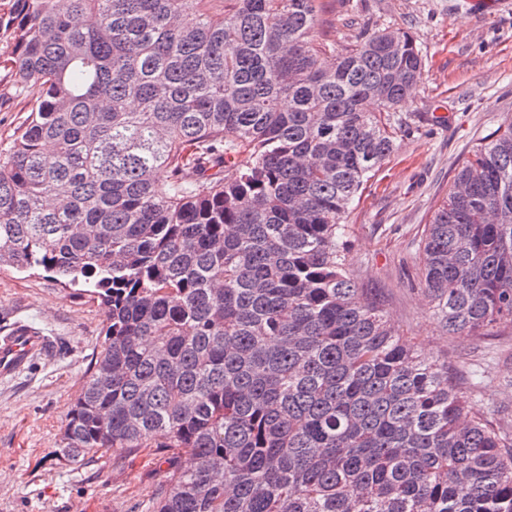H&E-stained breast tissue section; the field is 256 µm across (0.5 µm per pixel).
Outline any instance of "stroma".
I'll use <instances>...</instances> for the list:
<instances>
[{
    "mask_svg": "<svg viewBox=\"0 0 512 512\" xmlns=\"http://www.w3.org/2000/svg\"><path fill=\"white\" fill-rule=\"evenodd\" d=\"M326 42L344 49L365 33L400 28L424 65L399 108L396 149L350 209L348 269L427 357L448 363L470 407L512 415V326L444 335L420 290L422 230L471 150L512 120V0H319ZM24 322L52 353L0 382V512H153L168 452L102 451L62 458L68 407L103 339L100 302L46 273L0 266V331Z\"/></svg>",
    "mask_w": 512,
    "mask_h": 512,
    "instance_id": "stroma-1",
    "label": "stroma"
}]
</instances>
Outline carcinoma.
<instances>
[{
    "instance_id": "1",
    "label": "carcinoma",
    "mask_w": 512,
    "mask_h": 512,
    "mask_svg": "<svg viewBox=\"0 0 512 512\" xmlns=\"http://www.w3.org/2000/svg\"><path fill=\"white\" fill-rule=\"evenodd\" d=\"M210 2L0 7L28 112L0 149V266L106 310L63 454L165 439L154 512H512V423L469 412L347 269L421 52L401 29L336 52L318 0ZM421 248L445 334L512 326V120Z\"/></svg>"
}]
</instances>
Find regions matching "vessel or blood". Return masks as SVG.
<instances>
[{
    "label": "vessel or blood",
    "mask_w": 512,
    "mask_h": 512,
    "mask_svg": "<svg viewBox=\"0 0 512 512\" xmlns=\"http://www.w3.org/2000/svg\"><path fill=\"white\" fill-rule=\"evenodd\" d=\"M49 348L47 336L22 322L0 332V381L14 379L25 372Z\"/></svg>",
    "instance_id": "obj_1"
}]
</instances>
